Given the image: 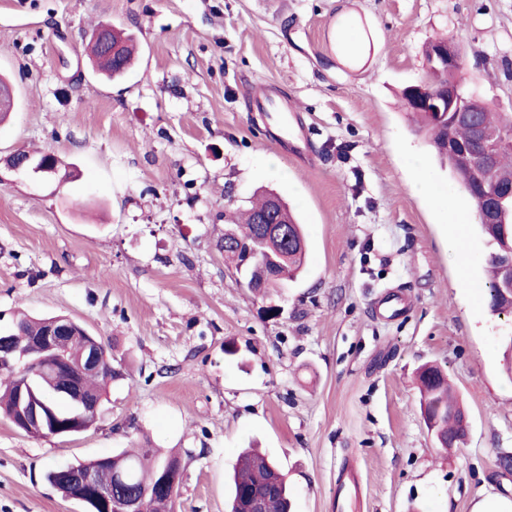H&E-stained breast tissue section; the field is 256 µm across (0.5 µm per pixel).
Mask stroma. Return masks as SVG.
I'll list each match as a JSON object with an SVG mask.
<instances>
[{"label": "stroma", "mask_w": 512, "mask_h": 512, "mask_svg": "<svg viewBox=\"0 0 512 512\" xmlns=\"http://www.w3.org/2000/svg\"><path fill=\"white\" fill-rule=\"evenodd\" d=\"M107 21L133 70L93 72ZM461 49L465 94L512 114V0H0V328L68 316L101 336L115 377L89 430L33 438L0 416V512H84L49 469L133 446L174 452L175 512H225L232 467L264 449L294 512H473L512 496V315L485 303L472 200L416 131L400 91L435 37ZM292 110L310 163L275 143L250 91ZM62 162L47 180L18 151ZM421 159L446 212L413 191ZM299 212L308 264L256 295L224 264V212L256 190ZM466 224L469 259L448 250ZM407 305L378 309L386 294ZM277 306L279 315L268 312ZM443 369L465 444L439 448L415 373Z\"/></svg>", "instance_id": "1"}]
</instances>
